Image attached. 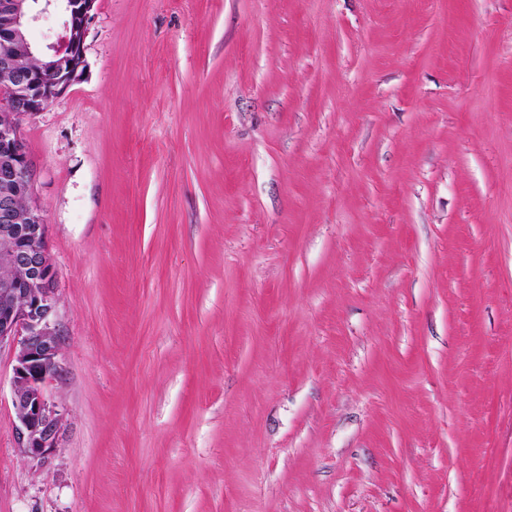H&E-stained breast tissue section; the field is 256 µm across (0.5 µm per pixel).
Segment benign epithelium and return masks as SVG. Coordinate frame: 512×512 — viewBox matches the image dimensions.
<instances>
[{
    "label": "benign epithelium",
    "mask_w": 512,
    "mask_h": 512,
    "mask_svg": "<svg viewBox=\"0 0 512 512\" xmlns=\"http://www.w3.org/2000/svg\"><path fill=\"white\" fill-rule=\"evenodd\" d=\"M96 0H61L63 33L38 52L28 28L39 18L32 0H0V255L21 270L0 280V347L14 351L12 405L18 448L45 457L57 447L61 417L47 391L59 370L56 269L46 246L47 224L32 201L33 163L21 119L63 95L85 67V38ZM27 206L20 209L16 199Z\"/></svg>",
    "instance_id": "benign-epithelium-1"
}]
</instances>
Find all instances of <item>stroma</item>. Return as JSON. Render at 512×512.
<instances>
[{
    "mask_svg": "<svg viewBox=\"0 0 512 512\" xmlns=\"http://www.w3.org/2000/svg\"><path fill=\"white\" fill-rule=\"evenodd\" d=\"M85 58L0 512H512V0H97Z\"/></svg>",
    "mask_w": 512,
    "mask_h": 512,
    "instance_id": "obj_1",
    "label": "stroma"
}]
</instances>
